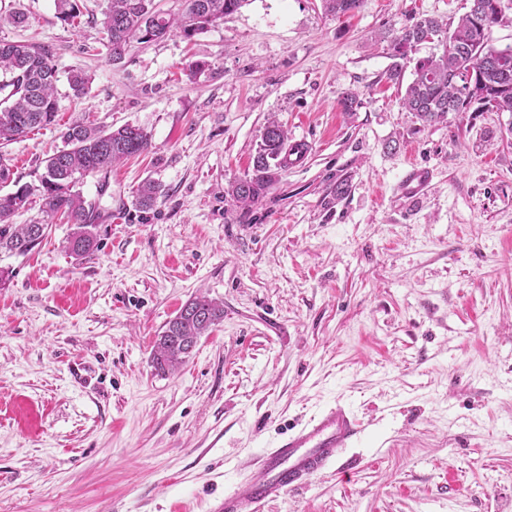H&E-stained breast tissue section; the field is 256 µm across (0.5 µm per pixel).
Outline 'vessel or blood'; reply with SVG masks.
<instances>
[{
  "label": "vessel or blood",
  "mask_w": 512,
  "mask_h": 512,
  "mask_svg": "<svg viewBox=\"0 0 512 512\" xmlns=\"http://www.w3.org/2000/svg\"><path fill=\"white\" fill-rule=\"evenodd\" d=\"M428 177L411 167L401 185L408 198H420ZM363 427L355 413L337 404L289 429L248 469L245 479L215 500L211 512H261L264 505L307 486L333 462L339 451L359 440Z\"/></svg>",
  "instance_id": "obj_1"
}]
</instances>
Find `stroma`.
<instances>
[{
    "instance_id": "stroma-1",
    "label": "stroma",
    "mask_w": 512,
    "mask_h": 512,
    "mask_svg": "<svg viewBox=\"0 0 512 512\" xmlns=\"http://www.w3.org/2000/svg\"><path fill=\"white\" fill-rule=\"evenodd\" d=\"M78 4L74 28L55 0H0L27 16L0 39L50 47L58 73L55 125L0 158L37 183L85 116L151 145L81 185L101 211L94 253L71 257L59 221L0 258V512H209L336 403L361 438L264 512H512V115L425 126L385 78L390 33L457 23L466 0H364L340 19L249 0L119 62L100 45L106 0ZM350 91L361 105L341 112ZM271 116L307 152L244 208L230 187ZM414 165L430 173L418 202L398 190ZM148 178L165 195L141 212ZM200 292L223 321L155 370L156 336Z\"/></svg>"
}]
</instances>
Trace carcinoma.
Listing matches in <instances>:
<instances>
[{
  "label": "carcinoma",
  "instance_id": "cac0c4a2",
  "mask_svg": "<svg viewBox=\"0 0 512 512\" xmlns=\"http://www.w3.org/2000/svg\"><path fill=\"white\" fill-rule=\"evenodd\" d=\"M248 0H182L176 14L164 13L155 0H107L100 24L106 47L114 62L122 61L137 44L157 42L176 33L186 39L210 25L224 21ZM325 13L336 18L359 11L363 0H322ZM59 18L79 24L77 0H56ZM501 0H469V10L451 28L430 16L394 33L389 41L394 59L387 80L402 83L408 64L413 79L401 99L402 108L423 125L448 119L451 112L465 113L475 104L495 112L512 114V47L489 45V30L503 21ZM434 42L436 51L415 59L413 50ZM57 73L48 47L0 39V139L26 136L55 122ZM68 82L73 96L88 94L89 78L78 69ZM63 149L45 160L41 188L19 184L11 166L0 159V253L25 256L39 246L49 223L60 216L73 225L65 249L80 260L98 249L95 208L77 186L85 178L108 174L112 165L150 146L139 126L124 124L101 129L75 122L62 133ZM288 132L276 120L268 121L252 159V168L231 185V195L243 206L263 197L289 165ZM165 195L161 183L148 179L137 190L135 204L152 209ZM38 198L41 220L12 224L10 219ZM224 318V304L205 295L187 300L153 342L151 364L157 371H174L186 361L191 348L212 326Z\"/></svg>",
  "mask_w": 512,
  "mask_h": 512
}]
</instances>
